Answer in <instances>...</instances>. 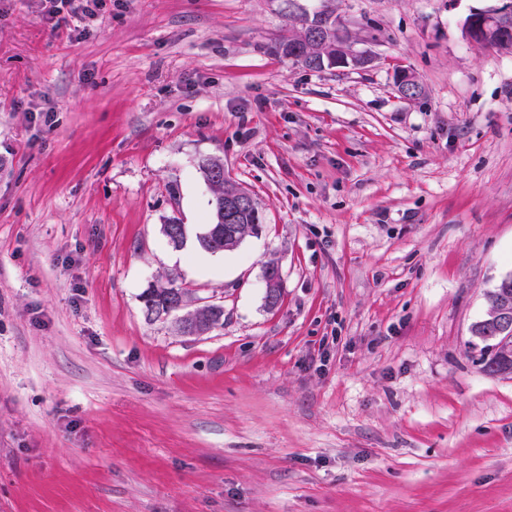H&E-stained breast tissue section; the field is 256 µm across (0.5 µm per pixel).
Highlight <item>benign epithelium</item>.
Returning a JSON list of instances; mask_svg holds the SVG:
<instances>
[{
	"mask_svg": "<svg viewBox=\"0 0 512 512\" xmlns=\"http://www.w3.org/2000/svg\"><path fill=\"white\" fill-rule=\"evenodd\" d=\"M502 5L487 10L472 12L465 19L462 29L472 42L498 51L512 52V0H500ZM346 28L326 9L306 14L304 35L301 38L288 36V57L306 65L310 62L322 67H364L370 62L365 54L352 51V37L345 34ZM396 91L405 100H414L424 94L417 76L405 70L396 78ZM253 206L252 197L243 191L224 193V223L211 225L214 251L240 240L238 227L242 215ZM267 301L278 297L282 273L277 264L266 265L263 273ZM145 312L151 318L166 319L176 315L179 330L187 336H198L218 324L224 308L209 304L194 310L186 291L176 293L159 288L151 290L144 299ZM485 321L505 332L512 329V307L505 304L490 310Z\"/></svg>",
	"mask_w": 512,
	"mask_h": 512,
	"instance_id": "obj_1",
	"label": "benign epithelium"
}]
</instances>
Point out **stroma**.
Instances as JSON below:
<instances>
[{
	"instance_id": "35a3bbf8",
	"label": "stroma",
	"mask_w": 512,
	"mask_h": 512,
	"mask_svg": "<svg viewBox=\"0 0 512 512\" xmlns=\"http://www.w3.org/2000/svg\"><path fill=\"white\" fill-rule=\"evenodd\" d=\"M495 4L0 0V512H512L471 334L512 274V53L462 34ZM323 6L368 67L276 51ZM206 156L263 216L230 252ZM172 275L223 324L148 318ZM396 91L405 100H414L424 94V88L417 76L409 71H402L396 78Z\"/></svg>"
}]
</instances>
